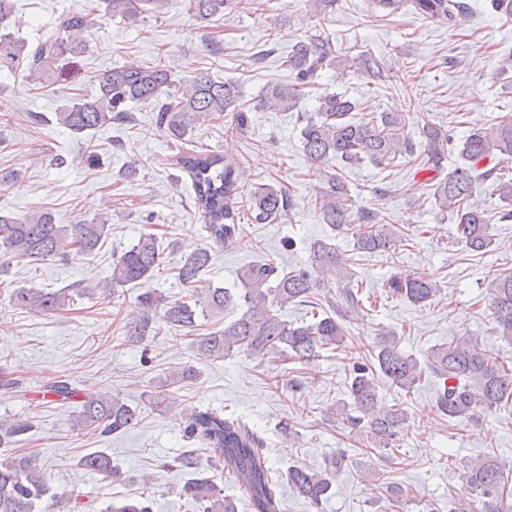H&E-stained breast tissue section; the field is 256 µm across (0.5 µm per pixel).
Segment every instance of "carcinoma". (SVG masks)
Here are the masks:
<instances>
[{
	"label": "carcinoma",
	"mask_w": 512,
	"mask_h": 512,
	"mask_svg": "<svg viewBox=\"0 0 512 512\" xmlns=\"http://www.w3.org/2000/svg\"><path fill=\"white\" fill-rule=\"evenodd\" d=\"M106 15L128 19L144 12L160 14L168 0H97ZM245 9L252 0H189V10L201 24H207L224 12L229 4ZM339 0H309L314 16L325 20L336 13ZM365 9L373 16L391 15L411 10L439 25L453 26L457 14L468 9L463 0H365ZM15 0H0V69L21 71L23 81L34 90L55 85L58 63L84 53V40L72 37L93 25L92 14L74 11L63 18L60 34L42 43L32 52L12 31ZM342 66L341 57L329 41L317 31L299 40L288 54L287 83H270L253 99L252 106L240 105L241 91L233 81H218L199 72L180 84L166 66L157 63L143 66L136 62L107 70L96 77V91L90 97L76 96L56 113L58 124L75 135L90 134L113 123L129 122L128 104L141 103L153 107L156 124L175 140H183L195 128L226 116L232 118L238 132L248 123L246 111L292 112L301 101L302 88L315 85L323 73ZM361 69L378 85L388 79L386 61L372 53L359 56ZM303 152L315 167L317 184L314 201L317 217L333 232L355 225L356 250L368 256H392L402 237L386 224L377 211H365L356 224L348 206V189L336 163L355 167L369 163L388 169L411 156L421 147L436 174L425 180L440 211L456 221L455 243L462 249L484 254L494 238L484 213L467 206L478 183L491 182L494 195L508 208L502 217L512 219V176L502 173L501 163L512 158V117L506 115L488 128H475L459 142V162L442 177L443 160L448 156L452 138L447 131L421 119L423 141L416 144L405 134L407 112H366L350 98L328 94L319 99L313 114H301ZM496 160L498 164L481 168L479 163ZM176 165L191 178L194 204L203 219L208 239L226 246L242 234L239 197L243 185L239 170L214 151H192L176 157ZM289 192L283 186H259L249 193L250 221L270 224L280 219L291 207ZM108 218L98 216L77 224H58L52 212L40 210L19 218L0 211V272L13 259L32 261L48 258L68 259L91 255L107 233ZM310 259L288 272L272 259L254 262L238 275L240 288L204 287L201 274L210 265L211 248L203 246L180 258L177 279L188 290V298L168 299L162 293L144 288L138 297L141 315L125 326V339L140 343L159 317L174 328L193 334L198 320L218 317L230 305L244 307L240 317L222 328L196 337L192 349L200 359H224L233 354L262 358L278 352L285 360L309 363L322 352L340 345L345 339L342 321L363 311L351 283L335 291H327L328 309L311 314L299 326L288 323L274 313V307L309 303L313 290L321 287L320 275L336 272L352 277L350 264L354 258L340 253L336 245L323 239L311 243ZM164 263L158 237L143 233L137 242L112 263V288L146 284L156 268ZM387 293L415 305L431 303L441 292L437 282L414 277L400 267L386 280ZM87 288H21L14 294L15 305L40 314H56L70 309L73 294ZM492 304L495 329L512 341V272L504 270L486 283ZM438 380L437 411L450 419L464 418L475 408L488 412L512 409V368L488 356L467 339H457L434 346L425 363L404 354L398 347L396 332L378 334L369 352V360L353 365L348 393L351 404L344 407L340 418L354 431L367 433L385 445L398 436L408 422V413L399 404L388 405L379 395V385L388 383L402 390L418 385L425 374ZM47 392L68 403L77 391L65 380L48 385ZM73 426L110 435L131 428L138 412L119 396L105 391L88 390L77 401ZM31 425L15 419H0V447L7 448L25 434ZM188 437L204 445L224 471L231 474L247 494L253 512H282L278 484L272 477L264 457L262 441L239 421L209 411L192 415L186 426ZM176 467L194 473L180 487V494L191 499L198 512H237L235 500L224 495L214 477L197 472L196 453L187 450L174 459ZM347 453L338 450L327 458L320 471L302 466L288 468L287 482L292 493L313 508H321L332 489V478L345 467ZM78 465L85 471L114 478L120 475L112 460L102 453L82 456ZM466 494L448 512H512L505 503L512 495L507 491L504 470L494 456L472 461L467 466ZM61 493L49 485L37 459L30 455L5 453L0 457V512H40L45 499H56ZM106 512H151L147 501L125 500L109 506Z\"/></svg>",
	"instance_id": "1"
}]
</instances>
